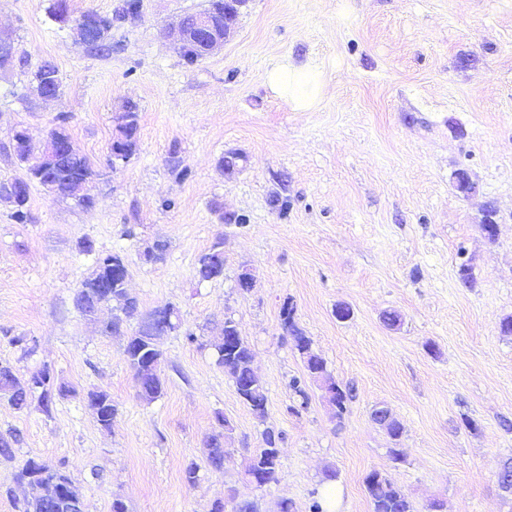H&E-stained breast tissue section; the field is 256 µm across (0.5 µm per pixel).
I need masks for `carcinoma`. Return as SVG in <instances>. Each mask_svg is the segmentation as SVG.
<instances>
[{
    "mask_svg": "<svg viewBox=\"0 0 512 512\" xmlns=\"http://www.w3.org/2000/svg\"><path fill=\"white\" fill-rule=\"evenodd\" d=\"M90 24L108 32L112 30L114 20L126 18L120 12L115 17L101 15L95 11L82 14ZM137 112H124L119 114L116 127L115 140L111 148L119 147L123 150L125 158L134 156L137 150L138 133ZM17 162L24 171L28 181L36 182L39 165L31 160V146L26 140H18L15 144ZM57 184L55 190L59 198H71L84 206L93 205L86 190L94 176L90 160L75 152L60 156V161L54 171L50 173ZM125 264L119 255H107L96 259V266L91 276L78 289L75 302L80 310L92 306L97 299L103 296L101 286L111 293L110 300L115 302L117 314L112 321L103 326L107 335L120 331L124 320L135 316L138 310L137 299L130 296L127 289L122 286H112V274L116 267ZM224 273V258L217 253L208 252L199 259L196 274L201 280H212ZM281 329L283 335L291 337L295 349L304 359L306 376L313 379L317 374H326L325 360L312 349L311 339L299 328L294 307L284 305L281 311ZM140 337L132 335L128 338L124 349L125 360L131 370L135 371L146 363L154 364L153 375L147 377L143 387L138 393L140 399L151 403L161 397L164 391V381L161 377V361L163 352L158 344L149 349L138 352L137 341ZM216 351V364L223 369L234 383L237 394L250 408L253 415L260 421L267 418V391L260 379L256 378L252 363V349L244 337L238 324L231 318L224 320L221 335L214 343ZM64 395L69 389L56 385L54 376L47 368L30 374L25 383H20L15 367L9 362H0V399H5L16 409L28 407L30 399L38 396V402L45 414L51 413L52 393ZM88 407L97 408V421L105 429L112 428L117 416V408L113 404L111 394L104 388L90 390L86 395ZM283 440L282 432L272 426H267L261 433V446L253 452L246 468V473L255 476L259 484L264 486L275 479L278 465V456L274 449L279 447ZM21 441L16 431L0 432V459L11 461L15 458V445ZM18 484L28 487L23 498L14 500L15 512H53L52 506L40 492V487L48 483L70 488L74 494H80L71 474L62 464L52 466L45 461L35 458L26 459L15 473ZM364 488L369 499L372 512H414L409 499L401 489L388 477L377 471H372L364 478Z\"/></svg>",
    "mask_w": 512,
    "mask_h": 512,
    "instance_id": "cac0c4a2",
    "label": "carcinoma"
}]
</instances>
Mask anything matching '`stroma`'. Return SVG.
<instances>
[{
    "instance_id": "stroma-1",
    "label": "stroma",
    "mask_w": 512,
    "mask_h": 512,
    "mask_svg": "<svg viewBox=\"0 0 512 512\" xmlns=\"http://www.w3.org/2000/svg\"><path fill=\"white\" fill-rule=\"evenodd\" d=\"M51 4L0 0V29L28 66L50 61L61 79L59 97L44 101L28 91V67L0 75V179L22 174L16 130L41 142L63 114L96 172V202L85 208L34 183L20 224L0 199V360L23 378L49 368L70 389L48 415L0 400V431L21 433L15 461H0V512H14L5 490L30 457L65 465L85 512H111L117 495L129 512H210L231 492L262 512L284 501L310 512L328 470L333 512H371L363 479L372 471L417 512L436 499L443 512H512L497 482L512 462V335L499 328L512 315V0H250L223 49L192 66L164 28L206 0H143L140 19L115 24L108 51L82 44ZM284 61L317 72L310 109L268 86ZM128 100L139 108L137 151L115 166L110 146ZM230 151L243 159L227 171L219 161ZM462 170L472 194L456 186ZM489 206L492 241L481 227ZM227 212L246 223H225ZM158 240L166 256L149 261ZM216 246L223 276L198 281L199 257ZM115 253L141 312L170 304L179 316L162 341L166 389L151 403L137 395L124 335L99 330L111 307L90 321L75 305L96 257ZM463 263L472 283L458 276ZM287 303L351 393L343 416L317 384L304 408L287 386L305 374L280 327ZM340 304L350 319L337 320ZM228 317L254 352L266 423L215 363L209 342ZM96 387L118 408L112 429L85 403ZM379 406L399 421L400 440L373 419ZM220 414L233 430L214 471L203 448ZM267 424L284 441L275 479L258 487L243 470ZM396 446L404 462H393Z\"/></svg>"
}]
</instances>
